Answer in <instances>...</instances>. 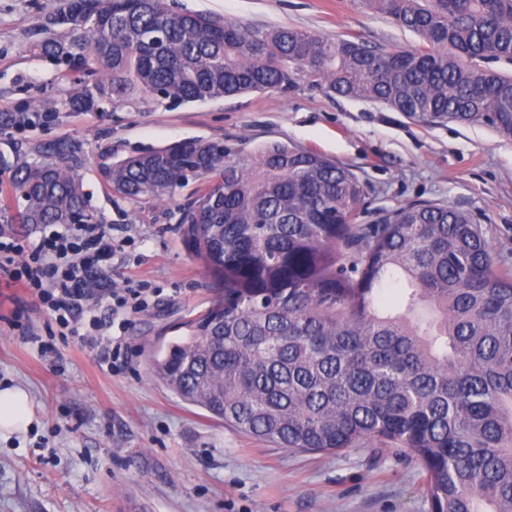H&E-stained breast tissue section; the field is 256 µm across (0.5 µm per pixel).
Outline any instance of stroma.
I'll return each instance as SVG.
<instances>
[{
    "instance_id": "obj_1",
    "label": "stroma",
    "mask_w": 512,
    "mask_h": 512,
    "mask_svg": "<svg viewBox=\"0 0 512 512\" xmlns=\"http://www.w3.org/2000/svg\"><path fill=\"white\" fill-rule=\"evenodd\" d=\"M64 0H0V112L29 102L53 110L49 123L0 132V154L36 161L35 143L68 142L90 210L119 246L109 288H150L122 337L127 363L107 371V343L58 341L44 358L36 342L49 320L39 301L0 274V387L31 395L24 432L0 438V512H427L413 462L361 441L340 455L291 452L224 427L153 377L147 350L181 336L215 293L186 251L174 201L114 202L101 180L106 154L160 148L186 139L223 142L252 162L280 143L322 153L351 168L367 190L362 221L425 202L470 211L504 266L512 269V139L483 125L426 126L383 105L333 97L298 78L288 90L204 103L132 100L105 113L75 112V85L31 51L35 27ZM249 26L292 27L370 44L412 47L419 37L375 13L365 0H176Z\"/></svg>"
}]
</instances>
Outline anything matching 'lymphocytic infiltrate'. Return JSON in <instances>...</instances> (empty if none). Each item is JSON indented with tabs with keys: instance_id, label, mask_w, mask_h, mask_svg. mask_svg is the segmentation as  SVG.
<instances>
[{
	"instance_id": "1",
	"label": "lymphocytic infiltrate",
	"mask_w": 512,
	"mask_h": 512,
	"mask_svg": "<svg viewBox=\"0 0 512 512\" xmlns=\"http://www.w3.org/2000/svg\"><path fill=\"white\" fill-rule=\"evenodd\" d=\"M115 248L110 229L101 224H74L69 233L42 236L29 247L0 227V272L30 290L61 329L90 343L109 340L118 352L121 338L104 337L101 319L84 315L92 269Z\"/></svg>"
}]
</instances>
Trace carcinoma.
Masks as SVG:
<instances>
[{
  "label": "carcinoma",
  "instance_id": "obj_1",
  "mask_svg": "<svg viewBox=\"0 0 512 512\" xmlns=\"http://www.w3.org/2000/svg\"><path fill=\"white\" fill-rule=\"evenodd\" d=\"M422 44L377 47L173 10L168 0H67L34 30L33 55L73 79L78 112L160 97L203 103L285 89L297 72L336 96L428 126L485 125L512 138V0H366ZM53 113L26 105L16 130ZM12 172L0 224H99L80 158L39 143ZM124 201L170 200L182 242L216 297L150 356L154 375L235 431L306 454L362 440L404 453L428 512H512V271L456 206L400 207L360 223L365 188L313 150L270 144L249 164L188 140L99 166ZM403 290L398 313L384 290Z\"/></svg>",
  "mask_w": 512,
  "mask_h": 512
}]
</instances>
